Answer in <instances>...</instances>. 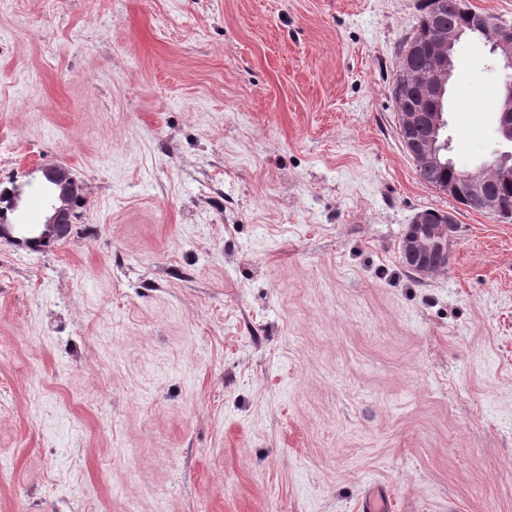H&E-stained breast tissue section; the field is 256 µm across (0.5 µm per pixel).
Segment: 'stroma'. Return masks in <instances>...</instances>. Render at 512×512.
<instances>
[{
    "label": "stroma",
    "instance_id": "35a3bbf8",
    "mask_svg": "<svg viewBox=\"0 0 512 512\" xmlns=\"http://www.w3.org/2000/svg\"><path fill=\"white\" fill-rule=\"evenodd\" d=\"M423 0H0V512H512V220L426 185L393 96ZM466 41L452 157L500 147ZM448 265L401 262L421 211ZM38 171L41 172L44 186L49 189L45 221L41 225H35V230L22 233L14 224H3L5 221L2 219L0 237L26 245L50 239L60 241L70 236L74 223L72 206L77 195L79 196L75 202L76 209L83 206V197L80 195L82 186L72 175L71 169L64 164H46L40 167ZM15 228L21 238L12 235V230ZM455 219L448 212V223L432 211H422L406 224L400 239V253L411 268L426 276L447 266L449 232Z\"/></svg>",
    "mask_w": 512,
    "mask_h": 512
}]
</instances>
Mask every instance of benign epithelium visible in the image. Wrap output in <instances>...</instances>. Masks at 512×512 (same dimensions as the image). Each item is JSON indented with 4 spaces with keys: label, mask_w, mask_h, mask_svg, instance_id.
I'll list each match as a JSON object with an SVG mask.
<instances>
[{
    "label": "benign epithelium",
    "mask_w": 512,
    "mask_h": 512,
    "mask_svg": "<svg viewBox=\"0 0 512 512\" xmlns=\"http://www.w3.org/2000/svg\"><path fill=\"white\" fill-rule=\"evenodd\" d=\"M476 23L483 33V42L490 45L492 52L499 55L503 68L509 71L503 86L498 112V134L503 149L497 151L492 161L472 169L461 170L459 181L448 183L441 192L450 196H465L470 209L509 219L512 211L504 207L487 189L489 167H503L512 162V25L504 21H493L482 15ZM465 37V31L437 32L434 41L428 45L413 42L407 55L417 57L426 54L432 61V69L417 76V94L434 98L445 92L454 69V54L457 45ZM444 123L441 112H423L411 103L400 113V133H411L415 128L427 126L439 131ZM415 166L430 169L453 164L442 151V145L435 139L419 141L411 137L402 139ZM44 186L49 189L45 221L35 230L12 235L13 224L0 225V237L16 240L21 244H34L46 240H64L70 236L73 219V201L81 194L80 184L69 167L61 163L46 164L39 168ZM453 214L448 221L432 211H422L405 225L400 239V253L412 264L415 273L426 276L441 270L448 262L449 232L454 228Z\"/></svg>",
    "instance_id": "1"
}]
</instances>
